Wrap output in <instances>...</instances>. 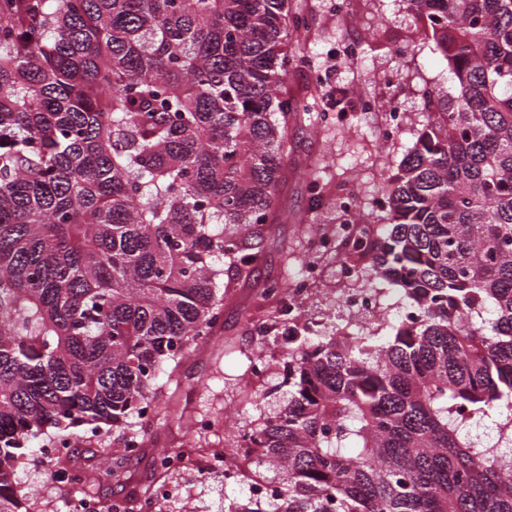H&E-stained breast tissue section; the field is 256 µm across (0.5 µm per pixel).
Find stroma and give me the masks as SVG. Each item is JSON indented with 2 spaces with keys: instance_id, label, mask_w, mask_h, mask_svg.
Instances as JSON below:
<instances>
[{
  "instance_id": "35a3bbf8",
  "label": "stroma",
  "mask_w": 512,
  "mask_h": 512,
  "mask_svg": "<svg viewBox=\"0 0 512 512\" xmlns=\"http://www.w3.org/2000/svg\"><path fill=\"white\" fill-rule=\"evenodd\" d=\"M310 18L311 30L298 45L309 67L292 73L293 88L307 90L311 119L293 131V156L310 159L322 190L312 196L298 172L289 171L282 203L288 219L273 225L263 241V262L256 284L238 289L224 303L221 328L181 361L176 384L158 395L161 412L144 427L149 434L143 452L136 457L118 454L117 432L79 443L69 464L84 473L82 485L53 479V457L44 452L49 436H42L25 456L17 474V487L29 512H72L74 503L90 498L113 507L114 512H224L232 502L244 503L249 489L224 480L210 470L212 452L230 448L237 426L254 424L259 413L241 398L245 388L270 391V408L288 401V343L282 327L258 335L256 324L275 314L277 301L258 298L256 286L283 279L306 265L320 272L310 294L299 298L294 309L300 326L311 331L327 327L351 333L388 335L403 303L397 287L377 282L381 307L374 314H360L339 302L347 282L337 277L336 250L314 249L306 232L315 227L319 236H335L346 199H354L364 220L374 222L376 200L385 172L396 171L421 128L425 94L449 91L452 76L446 61L429 49L412 23L406 0H352L347 10L336 0H294ZM352 39L363 45L355 60L343 53ZM346 93L351 106L336 105L337 93ZM376 103L373 112L354 104L360 99ZM403 114L400 132L386 139L380 134L388 112ZM257 353L268 371L253 378L246 357ZM191 450L192 466L169 473L158 467L160 453ZM166 483V497L146 504L144 491Z\"/></svg>"
}]
</instances>
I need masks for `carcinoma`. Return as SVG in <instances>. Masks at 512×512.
Returning a JSON list of instances; mask_svg holds the SVG:
<instances>
[{
  "mask_svg": "<svg viewBox=\"0 0 512 512\" xmlns=\"http://www.w3.org/2000/svg\"><path fill=\"white\" fill-rule=\"evenodd\" d=\"M447 61L339 253L405 297L392 335L288 329V403L239 432L273 484L233 512H512V0H407ZM291 0H0V512L27 447L122 434L222 325L310 120ZM293 280L266 282L288 321ZM499 416L496 436L472 434ZM192 461L186 449L171 460Z\"/></svg>",
  "mask_w": 512,
  "mask_h": 512,
  "instance_id": "carcinoma-1",
  "label": "carcinoma"
}]
</instances>
